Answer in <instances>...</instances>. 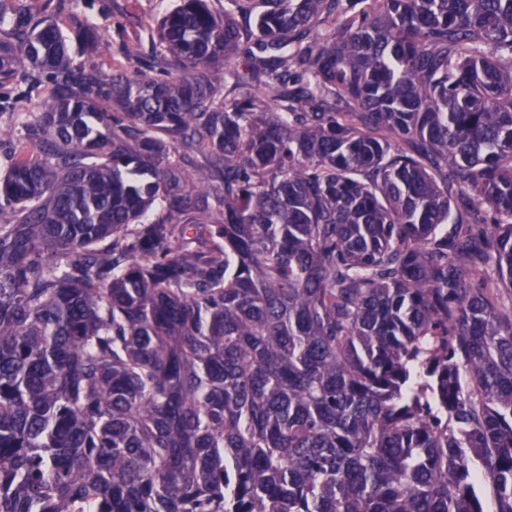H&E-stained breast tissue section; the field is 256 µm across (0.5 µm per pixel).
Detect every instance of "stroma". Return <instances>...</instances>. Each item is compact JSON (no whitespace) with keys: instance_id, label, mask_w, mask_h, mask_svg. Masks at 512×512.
Listing matches in <instances>:
<instances>
[{"instance_id":"stroma-1","label":"stroma","mask_w":512,"mask_h":512,"mask_svg":"<svg viewBox=\"0 0 512 512\" xmlns=\"http://www.w3.org/2000/svg\"><path fill=\"white\" fill-rule=\"evenodd\" d=\"M177 0H26V8L53 21L64 33L72 57H79L82 45L77 32L95 27L102 48L96 58L104 70H120L133 80L160 79L159 71L144 63L152 51L155 20L172 9ZM135 42L140 54L122 53L123 45Z\"/></svg>"}]
</instances>
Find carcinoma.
Returning a JSON list of instances; mask_svg holds the SVG:
<instances>
[{"label": "carcinoma", "mask_w": 512, "mask_h": 512, "mask_svg": "<svg viewBox=\"0 0 512 512\" xmlns=\"http://www.w3.org/2000/svg\"><path fill=\"white\" fill-rule=\"evenodd\" d=\"M155 33L0 14V512H512V0Z\"/></svg>", "instance_id": "cac0c4a2"}]
</instances>
